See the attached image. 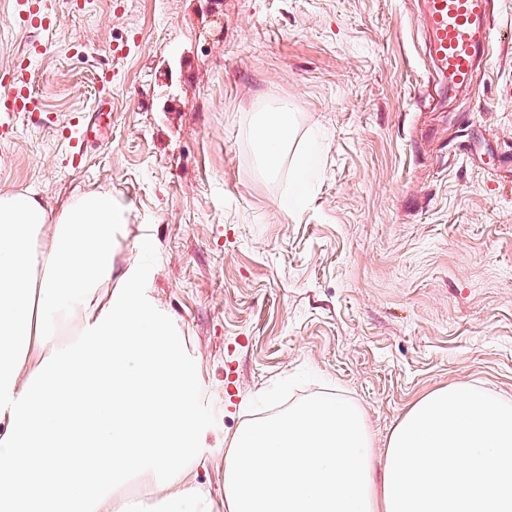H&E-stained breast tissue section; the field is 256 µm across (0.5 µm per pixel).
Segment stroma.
<instances>
[{"label":"stroma","mask_w":512,"mask_h":512,"mask_svg":"<svg viewBox=\"0 0 512 512\" xmlns=\"http://www.w3.org/2000/svg\"><path fill=\"white\" fill-rule=\"evenodd\" d=\"M32 70L54 123L23 119L0 193L52 210L108 191L126 209L115 273L140 269L199 376L192 482L224 510L231 436L311 396L364 413L382 463L423 395L458 383L512 402V39L471 89L427 65L420 0H54ZM0 0V70L36 40ZM123 46L124 58L109 49ZM112 119L73 168L58 131ZM287 104L276 176L250 128ZM306 196L283 211L297 155Z\"/></svg>","instance_id":"35a3bbf8"}]
</instances>
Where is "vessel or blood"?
<instances>
[{
    "instance_id": "1",
    "label": "vessel or blood",
    "mask_w": 512,
    "mask_h": 512,
    "mask_svg": "<svg viewBox=\"0 0 512 512\" xmlns=\"http://www.w3.org/2000/svg\"><path fill=\"white\" fill-rule=\"evenodd\" d=\"M14 24L49 36L55 26L50 0H11ZM422 18L428 33V58L448 88L472 86L473 76L493 40L489 0H422ZM37 51L0 76V144L13 142L20 116L43 114V103L30 85L31 65ZM99 115L74 113L61 130L75 166L85 164L89 142Z\"/></svg>"
}]
</instances>
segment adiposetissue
<instances>
[{"mask_svg": "<svg viewBox=\"0 0 512 512\" xmlns=\"http://www.w3.org/2000/svg\"><path fill=\"white\" fill-rule=\"evenodd\" d=\"M294 136L287 107L252 138L277 169ZM111 193L74 195L50 214L31 192L0 194V512H121L149 481L145 512H213L192 484L198 385L182 338L140 289L112 284Z\"/></svg>", "mask_w": 512, "mask_h": 512, "instance_id": "1", "label": "adipose tissue"}]
</instances>
